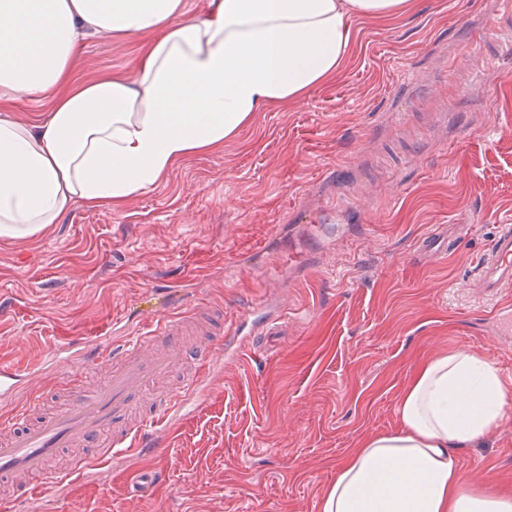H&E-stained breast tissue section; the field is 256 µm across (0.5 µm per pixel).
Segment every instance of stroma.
Returning a JSON list of instances; mask_svg holds the SVG:
<instances>
[{
  "instance_id": "obj_1",
  "label": "stroma",
  "mask_w": 512,
  "mask_h": 512,
  "mask_svg": "<svg viewBox=\"0 0 512 512\" xmlns=\"http://www.w3.org/2000/svg\"><path fill=\"white\" fill-rule=\"evenodd\" d=\"M352 29L335 79L257 113L123 210L78 205L0 241V366L44 364L116 318L137 326L141 296L188 273L204 277L194 303L223 305L242 347L163 424L170 448L16 512H318L337 465L395 426L426 359L471 351L512 382V334L495 317L512 292L471 286L496 226L512 225V0H418ZM138 47L88 37L79 75L132 70ZM334 209L361 232L311 245ZM262 244L251 271L224 277ZM458 454L468 483L512 491V419Z\"/></svg>"
}]
</instances>
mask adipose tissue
Masks as SVG:
<instances>
[{
  "instance_id": "1",
  "label": "adipose tissue",
  "mask_w": 512,
  "mask_h": 512,
  "mask_svg": "<svg viewBox=\"0 0 512 512\" xmlns=\"http://www.w3.org/2000/svg\"><path fill=\"white\" fill-rule=\"evenodd\" d=\"M415 0H0V239L62 223L74 203L121 210L188 158L334 78L352 18ZM141 44L131 73L78 79L84 35ZM49 98L38 121L16 116ZM512 387L478 354L428 359L397 399L394 429L365 436L336 467L319 512H512L474 488L458 449L497 427Z\"/></svg>"
}]
</instances>
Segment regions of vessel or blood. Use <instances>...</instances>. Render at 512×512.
<instances>
[{
  "instance_id": "vessel-or-blood-1",
  "label": "vessel or blood",
  "mask_w": 512,
  "mask_h": 512,
  "mask_svg": "<svg viewBox=\"0 0 512 512\" xmlns=\"http://www.w3.org/2000/svg\"><path fill=\"white\" fill-rule=\"evenodd\" d=\"M477 286L495 297L512 287V225H498L479 261ZM187 278L170 284L145 311L138 330L127 340L101 337L77 348L63 344L50 364L67 363L63 387L71 399L35 426H27L30 407L11 415V431L0 438V480L15 482L18 497L30 499L58 478H71L120 456H149L160 442L158 427L178 414L207 383L215 363L238 341L234 332L186 343V321L213 319L207 308L181 302ZM105 369L102 386L87 390L88 371ZM72 456L63 474L48 464L64 449Z\"/></svg>"
}]
</instances>
